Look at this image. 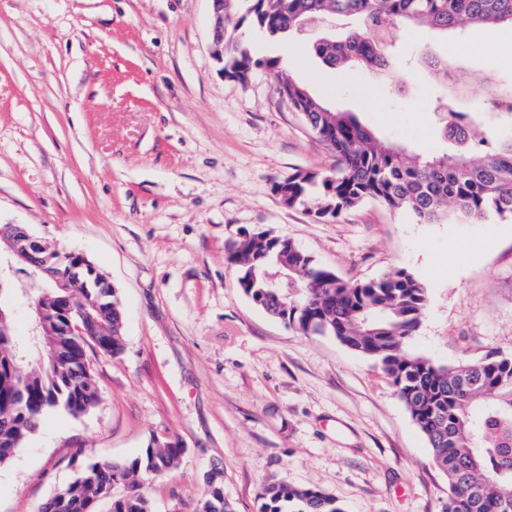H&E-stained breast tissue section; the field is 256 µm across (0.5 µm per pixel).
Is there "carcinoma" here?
I'll return each mask as SVG.
<instances>
[{"mask_svg": "<svg viewBox=\"0 0 512 512\" xmlns=\"http://www.w3.org/2000/svg\"><path fill=\"white\" fill-rule=\"evenodd\" d=\"M253 27L268 42L307 38L322 25L343 29L339 38L313 44L332 66L385 70L397 24L422 25L438 36H459L474 26H512V0H245ZM424 62L448 80V60L432 51ZM256 68L277 74L288 104L336 157L329 173L298 172L274 184L290 207L318 217L337 216L367 200L404 209L422 224L449 214L474 223L487 215L512 217V87L490 101L489 117L457 108L449 95L433 112L440 137L452 146L422 157L380 138L354 112L331 110L309 89L285 74L282 57L254 56L247 41L224 33V76L245 82ZM226 261L244 293L272 316L303 334L335 337L374 360L424 435L437 467L448 480L445 512H512V357L490 353L454 366L438 365L408 349L427 306L424 284L404 268L364 282H348L320 266L291 240L267 232L237 239ZM69 263L51 256L42 279L67 276ZM275 273L288 289L269 287ZM66 299L65 288L40 290L32 308L41 312V351L21 359L18 339L0 326V465L61 409L73 417L100 401L88 349L117 354L123 348V312L111 288L98 280ZM77 324L78 335L68 329ZM177 440H152L125 460L95 462L62 487L42 512H153L146 485L180 463ZM197 512H234L217 473ZM260 512H342L336 499L316 487L268 484Z\"/></svg>", "mask_w": 512, "mask_h": 512, "instance_id": "obj_1", "label": "carcinoma"}]
</instances>
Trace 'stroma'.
Segmentation results:
<instances>
[{"label": "stroma", "instance_id": "obj_1", "mask_svg": "<svg viewBox=\"0 0 512 512\" xmlns=\"http://www.w3.org/2000/svg\"><path fill=\"white\" fill-rule=\"evenodd\" d=\"M210 0H0V224L83 253L120 298L123 350L90 354L101 400L51 411L0 466V512H40L87 464L185 448L148 487L154 512H193L220 467L235 512L273 481L319 488L343 512H444L448 480L389 379L335 337L258 306L225 260L240 234L294 241L346 281L403 268L427 289L410 349L438 365L512 356V217L418 223L369 200L338 217L274 191L335 159L271 71L226 79ZM455 40L396 29L390 72L349 73L302 43L276 54L333 109L427 156L432 110L456 92L487 108L512 83V28ZM452 54L440 86L425 50Z\"/></svg>", "mask_w": 512, "mask_h": 512}]
</instances>
